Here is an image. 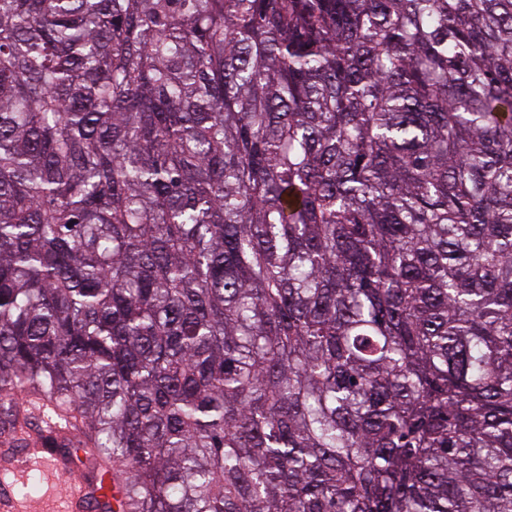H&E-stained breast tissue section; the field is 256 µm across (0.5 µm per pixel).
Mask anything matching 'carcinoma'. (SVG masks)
<instances>
[{
	"label": "carcinoma",
	"instance_id": "carcinoma-1",
	"mask_svg": "<svg viewBox=\"0 0 512 512\" xmlns=\"http://www.w3.org/2000/svg\"><path fill=\"white\" fill-rule=\"evenodd\" d=\"M122 512H512V0H0V435Z\"/></svg>",
	"mask_w": 512,
	"mask_h": 512
}]
</instances>
